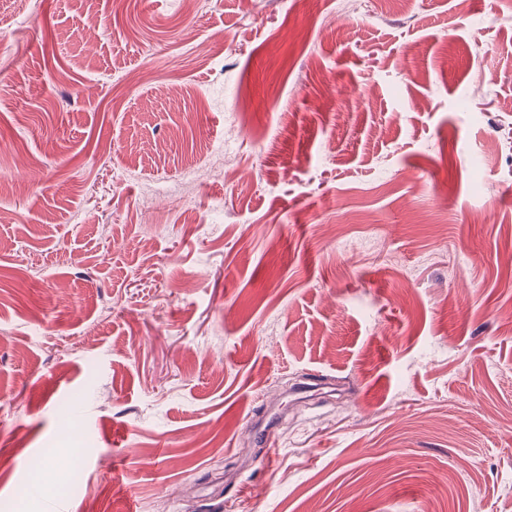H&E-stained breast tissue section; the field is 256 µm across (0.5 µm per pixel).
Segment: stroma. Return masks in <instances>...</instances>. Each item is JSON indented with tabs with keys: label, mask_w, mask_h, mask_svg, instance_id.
<instances>
[{
	"label": "stroma",
	"mask_w": 512,
	"mask_h": 512,
	"mask_svg": "<svg viewBox=\"0 0 512 512\" xmlns=\"http://www.w3.org/2000/svg\"><path fill=\"white\" fill-rule=\"evenodd\" d=\"M308 2L0 0L18 512H512V0Z\"/></svg>",
	"instance_id": "obj_1"
}]
</instances>
